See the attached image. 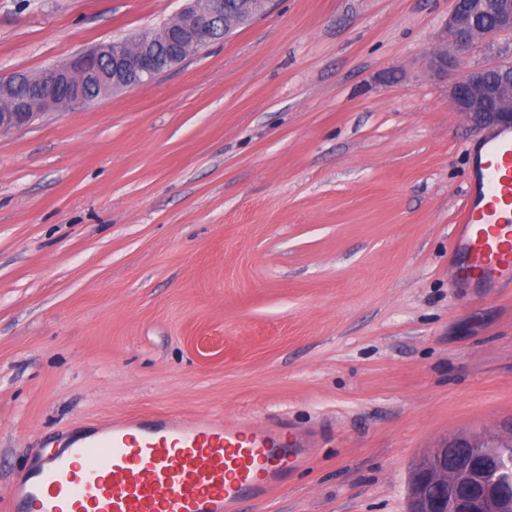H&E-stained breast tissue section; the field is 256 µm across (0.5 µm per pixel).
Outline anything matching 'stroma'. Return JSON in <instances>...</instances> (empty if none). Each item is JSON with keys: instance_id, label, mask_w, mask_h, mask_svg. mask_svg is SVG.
Masks as SVG:
<instances>
[{"instance_id": "stroma-1", "label": "stroma", "mask_w": 512, "mask_h": 512, "mask_svg": "<svg viewBox=\"0 0 512 512\" xmlns=\"http://www.w3.org/2000/svg\"><path fill=\"white\" fill-rule=\"evenodd\" d=\"M185 0H0V79ZM451 0H274L152 83L0 133V493L101 425L287 419L309 463L244 512H409L416 462L512 433V287L448 264L466 71Z\"/></svg>"}]
</instances>
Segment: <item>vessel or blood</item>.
Listing matches in <instances>:
<instances>
[{"instance_id":"vessel-or-blood-1","label":"vessel or blood","mask_w":512,"mask_h":512,"mask_svg":"<svg viewBox=\"0 0 512 512\" xmlns=\"http://www.w3.org/2000/svg\"><path fill=\"white\" fill-rule=\"evenodd\" d=\"M512 130L469 156L450 254L483 287L512 284ZM308 452L281 420L165 416L115 424L22 475L0 512H241L281 486Z\"/></svg>"}]
</instances>
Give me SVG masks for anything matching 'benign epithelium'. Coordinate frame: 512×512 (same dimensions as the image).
Here are the masks:
<instances>
[{"mask_svg":"<svg viewBox=\"0 0 512 512\" xmlns=\"http://www.w3.org/2000/svg\"><path fill=\"white\" fill-rule=\"evenodd\" d=\"M271 0H237L233 7L225 0H188V6L168 21L161 36L165 52H159L155 38L135 36L108 40L71 56L61 67L51 65L34 74L16 73L0 80V132L20 130L41 114L87 103V88L112 91L143 85L163 71L181 64L191 53L214 41V32H231L267 13ZM474 0H452L445 27V40L427 54L428 67L435 74L448 70V61L464 57L477 44L497 34L512 33V0L499 5L497 22L491 27L477 23ZM25 87L15 96L12 84ZM456 111L471 120L489 125H512V63L470 69L452 91ZM512 447L506 439L453 438L436 448L415 466L411 477V512H500V495L483 491L469 495L471 468L457 462L460 452L480 453L482 448Z\"/></svg>","mask_w":512,"mask_h":512,"instance_id":"1","label":"benign epithelium"}]
</instances>
